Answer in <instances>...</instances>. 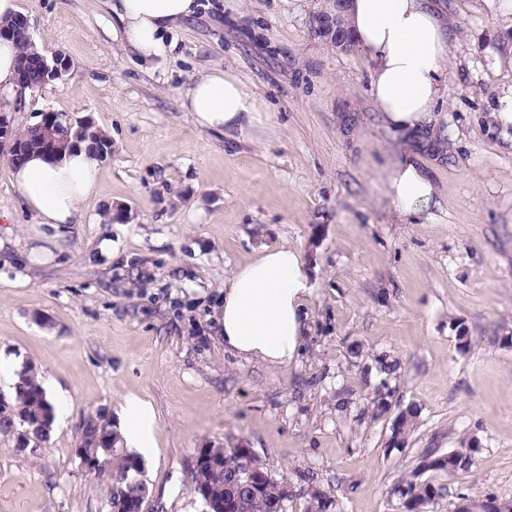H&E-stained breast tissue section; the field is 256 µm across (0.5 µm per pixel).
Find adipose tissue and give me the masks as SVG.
Masks as SVG:
<instances>
[{
  "label": "adipose tissue",
  "instance_id": "adipose-tissue-1",
  "mask_svg": "<svg viewBox=\"0 0 512 512\" xmlns=\"http://www.w3.org/2000/svg\"><path fill=\"white\" fill-rule=\"evenodd\" d=\"M112 32L143 63L164 57L166 38L194 15L196 0H104ZM356 43L373 62L372 96L387 128L416 131L435 123L448 59V27L433 0H352L345 15ZM184 111L203 129L244 131L263 109L242 80L221 68L185 90ZM98 162L85 151L53 162L31 155L11 178L39 224L78 223L83 202L96 194ZM435 187L414 163L397 167L389 193L405 214L430 203ZM310 292L300 253L287 246L262 249L224 282L218 324L226 349L247 359L285 365L297 355L303 325L300 307ZM122 434L128 447L149 453L155 421L150 406L128 398Z\"/></svg>",
  "mask_w": 512,
  "mask_h": 512
}]
</instances>
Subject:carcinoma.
<instances>
[{"label":"carcinoma","instance_id":"1","mask_svg":"<svg viewBox=\"0 0 512 512\" xmlns=\"http://www.w3.org/2000/svg\"><path fill=\"white\" fill-rule=\"evenodd\" d=\"M9 32L18 49L17 76L26 77L28 84L39 87L43 83L41 74L33 66L30 57V45L25 29V16L18 14L10 22L0 26ZM67 114L56 113L60 125L59 137L64 140L62 150L51 157L57 161L63 155L78 149L100 155L111 142L108 135L99 127H93L79 135L74 129L67 127ZM49 117L43 113L39 119L23 128L14 127L15 135L26 149L37 150L43 146V126ZM54 407L48 400L35 368L24 363L15 372V378L7 394L0 392V435L14 440L20 433L40 429L47 424H54ZM419 409L409 406L402 411L392 427V440L397 444L405 442V437L417 426ZM122 439L112 419L101 414L84 421L81 437L75 456L88 467H93L102 456H113L116 459L109 473L110 512H144V505L151 496L152 490L144 478V469L136 468L135 462L140 456L133 452L120 449ZM476 440L471 438L461 443L451 457L436 455L429 451L423 456L421 469L442 472L450 479H458L467 475L472 466V455ZM207 459H195L190 472V484L197 497L205 506V512H224V503L231 502L237 512H284L285 498L281 497V485L270 482L263 489L252 491L244 487L241 475L242 462L239 452L226 448H206ZM222 463L224 473L207 484H201L197 478L200 468L209 460ZM441 488L429 481H421L418 475L394 488V494L401 500L404 512H417L424 502H431L439 496Z\"/></svg>","mask_w":512,"mask_h":512}]
</instances>
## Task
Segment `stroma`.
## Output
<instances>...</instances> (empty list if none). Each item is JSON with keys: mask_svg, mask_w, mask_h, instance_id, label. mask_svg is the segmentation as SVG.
I'll return each mask as SVG.
<instances>
[{"mask_svg": "<svg viewBox=\"0 0 512 512\" xmlns=\"http://www.w3.org/2000/svg\"><path fill=\"white\" fill-rule=\"evenodd\" d=\"M146 66L112 37L101 0H20L35 43L70 72L14 123L90 117L112 141L79 223H34L0 157V390L33 365L66 417L17 451L0 436V512H109L106 477L74 455L84 420L122 422L136 396L155 414L145 512H202L197 449L250 448L288 487L285 512H399L393 488L425 449H478L426 512L460 495L512 500V130L492 114L512 88V12L502 0H440L448 61L442 151L386 128L372 63L313 33L326 0H199ZM236 73L265 110L244 132L199 128L182 96L201 71ZM418 164L437 201L403 215L393 170ZM124 206L130 220L106 222ZM299 251L309 275L295 361L225 350L224 280L263 248ZM465 326L469 346L457 339ZM394 365L386 373L385 365ZM409 405L403 446L392 426ZM419 471V470H418ZM419 414V409L410 405L398 415L392 427L393 442L397 444L405 442V437L417 426Z\"/></svg>", "mask_w": 512, "mask_h": 512, "instance_id": "obj_1", "label": "stroma"}]
</instances>
